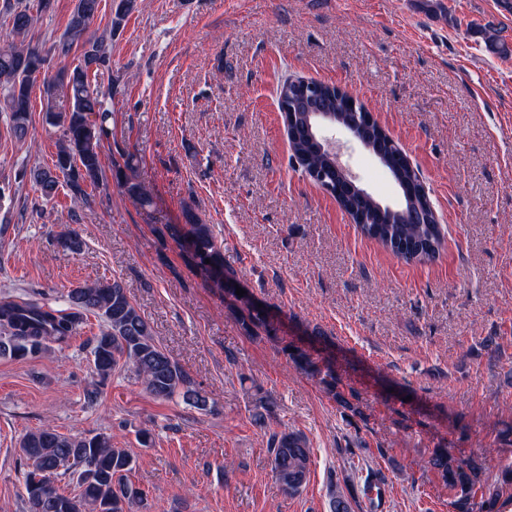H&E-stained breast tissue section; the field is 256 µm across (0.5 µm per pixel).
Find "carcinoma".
<instances>
[{
  "label": "carcinoma",
  "instance_id": "obj_1",
  "mask_svg": "<svg viewBox=\"0 0 512 512\" xmlns=\"http://www.w3.org/2000/svg\"><path fill=\"white\" fill-rule=\"evenodd\" d=\"M101 0H77L67 28L54 45L61 56L73 48L80 49L78 62L54 76L43 78L46 94V119L63 128V141L58 145L51 167L30 169V180L47 203L51 202L60 184H65L74 201H85L86 188L106 181L101 164L105 140L112 135V112L105 98L112 95V44L105 37H89L87 30L98 13ZM37 11L30 5L16 2L8 5L11 23L10 38L0 42V108L8 112L9 131L17 139L26 137L31 123V95L36 75L44 69L47 54L38 45L26 41L43 14L52 7V0H38ZM486 49L499 56L512 53L498 30L484 32ZM107 90H102V79ZM69 100L65 111L55 110L57 93ZM279 96L291 99L294 121L285 128L288 144L301 162L303 172L324 176L323 185L330 195L342 193L340 206L351 216L365 220L358 225L364 236L381 243L398 258L410 263H425L436 258L443 243L441 225L427 194L419 190L418 176L408 163L394 159L396 148L391 140L377 131L364 132L366 145L394 160V177L403 195V202L394 212L378 210V202L360 194L358 187L347 181L345 174L325 153L314 136L312 114L329 112L345 124L355 120L346 110L347 99L328 87L317 94V100H302L294 84L284 82ZM122 188L140 205L152 203L138 183L122 182ZM185 224L168 227L171 236L183 238L194 265L231 293H236V272L224 259V249L217 243L212 226L205 224L191 209L183 212ZM55 245L64 252L77 253L83 248L78 232L68 230L55 237ZM210 263H205V260ZM69 307L45 308L32 300L0 301V355L21 360L44 352L48 344L70 341L93 315L102 321L99 335L93 337L91 356L93 372L105 382L118 368L132 372L143 390L156 400H167L182 392L186 400L206 408L207 400L193 387V381L179 364L156 342L147 321L141 316L121 281H96L70 289ZM240 323L244 332H261L273 336L277 332L265 307L247 301L246 313ZM289 357L301 370L321 376L328 388L336 386V370L331 360L324 363L306 349L291 345ZM272 472L282 489L299 493L305 486L311 452L307 438L299 431L284 429L272 432L269 441ZM19 448L24 459L23 485L30 512H133L134 507H147V494L130 479L135 468L134 456L125 448L112 446V436H67L51 428L26 433ZM430 468L443 480L453 494L455 512H494L499 489L479 477V466L472 460L456 458L443 448L436 449L428 460ZM50 473L60 481L68 476L77 490L66 492L56 486L47 492L39 478ZM357 504L352 487L336 490L330 512H354Z\"/></svg>",
  "mask_w": 512,
  "mask_h": 512
}]
</instances>
